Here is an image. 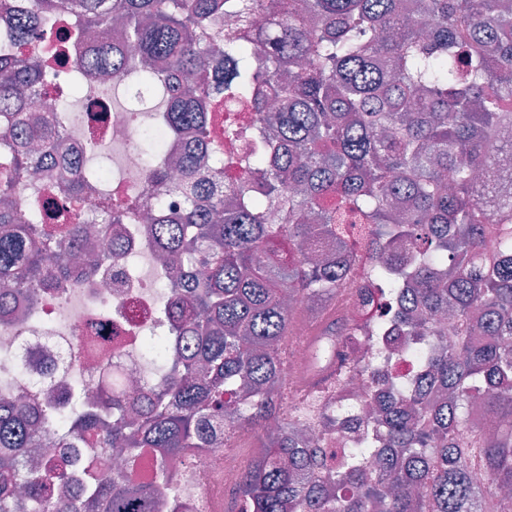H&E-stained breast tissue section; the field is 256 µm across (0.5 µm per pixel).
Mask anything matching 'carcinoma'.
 Masks as SVG:
<instances>
[{
    "mask_svg": "<svg viewBox=\"0 0 512 512\" xmlns=\"http://www.w3.org/2000/svg\"><path fill=\"white\" fill-rule=\"evenodd\" d=\"M15 25L50 27L73 9L77 45L121 23L80 69L136 70L146 85L179 74L161 111L184 144L155 167L156 189H179L183 209L154 212L151 233L168 277L165 330L141 348L162 377L139 407L120 383L86 394L83 372L48 382L37 411L0 393V512H157L170 466L231 447L257 428L260 451L232 491L233 512H512V0H36ZM230 16L234 28L224 25ZM428 20L431 35L421 34ZM36 58L0 48V321L77 287L85 219L21 222L13 196L62 145L57 105L39 116L24 91ZM281 108L272 112L269 99ZM230 157L254 175L219 191L197 166L210 113ZM106 172L75 176L80 194ZM275 209L282 223L267 222ZM114 200L95 221L132 219ZM121 257L86 254L93 268ZM364 268L380 312L336 314ZM313 318L310 362L369 378L371 416L344 448L326 440L352 421L341 402L283 403L281 358L294 315ZM453 325L439 347L442 318ZM374 343L354 354L359 337ZM404 355L410 381L381 361ZM53 437L61 455L40 447ZM154 459L150 478L129 472ZM84 472L79 492L70 482ZM480 471L488 483L474 484Z\"/></svg>",
    "mask_w": 512,
    "mask_h": 512,
    "instance_id": "cac0c4a2",
    "label": "carcinoma"
}]
</instances>
